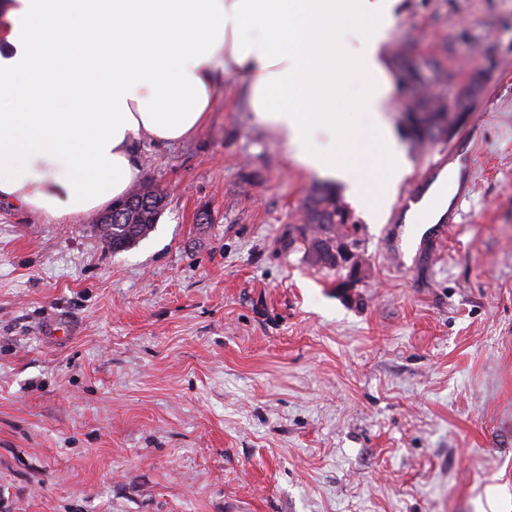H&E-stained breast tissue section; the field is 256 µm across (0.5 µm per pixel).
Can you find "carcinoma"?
I'll use <instances>...</instances> for the list:
<instances>
[{
  "label": "carcinoma",
  "instance_id": "obj_1",
  "mask_svg": "<svg viewBox=\"0 0 512 512\" xmlns=\"http://www.w3.org/2000/svg\"><path fill=\"white\" fill-rule=\"evenodd\" d=\"M405 109L424 114L434 124L441 118L450 120L452 99L435 97L430 86L421 84L414 89ZM165 206L166 197L155 190L150 191L146 201L131 197L122 209L112 210V223L99 225L102 239L114 253L129 249L152 231ZM303 216L307 261L324 268H347L345 255L357 247V241L351 232L354 225L337 192L325 183L315 185L305 200Z\"/></svg>",
  "mask_w": 512,
  "mask_h": 512
}]
</instances>
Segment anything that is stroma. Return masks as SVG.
<instances>
[{"mask_svg":"<svg viewBox=\"0 0 512 512\" xmlns=\"http://www.w3.org/2000/svg\"><path fill=\"white\" fill-rule=\"evenodd\" d=\"M404 40L442 93L485 83L421 149L395 86L410 172L386 223L351 212L354 281L305 259L318 179L230 78L193 138L137 141L166 206L128 250L0 204V512H512V0H401L384 56ZM462 142L459 223L396 265L406 193Z\"/></svg>","mask_w":512,"mask_h":512,"instance_id":"35a3bbf8","label":"stroma"}]
</instances>
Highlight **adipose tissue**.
<instances>
[{"label":"adipose tissue","instance_id":"obj_1","mask_svg":"<svg viewBox=\"0 0 512 512\" xmlns=\"http://www.w3.org/2000/svg\"><path fill=\"white\" fill-rule=\"evenodd\" d=\"M400 0H10L0 16V202L110 209L135 144L193 136L219 77L306 169L382 221L408 172L385 117Z\"/></svg>","mask_w":512,"mask_h":512}]
</instances>
